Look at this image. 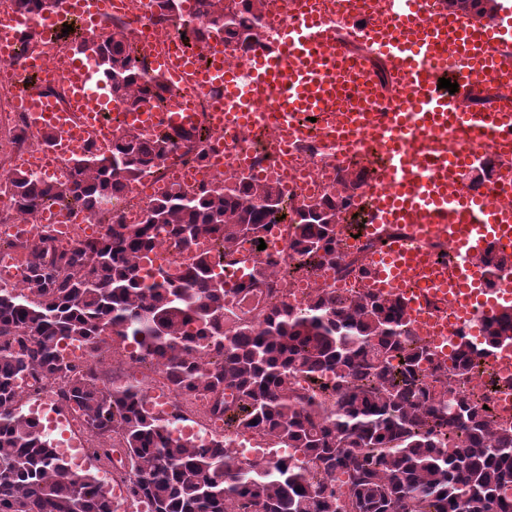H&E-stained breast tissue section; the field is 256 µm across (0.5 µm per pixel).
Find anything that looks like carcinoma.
<instances>
[{
	"mask_svg": "<svg viewBox=\"0 0 512 512\" xmlns=\"http://www.w3.org/2000/svg\"><path fill=\"white\" fill-rule=\"evenodd\" d=\"M61 0H14L32 18L55 13ZM208 18L186 41L212 33L230 57L258 44L264 0H196ZM448 10L481 20L497 0H447ZM154 13L181 19V0H153ZM129 25L111 21L103 36L80 43L112 97L136 109L165 89L133 57ZM205 130L151 140L121 130L114 150L73 156L70 177L8 176L10 207L35 217L47 203L109 212L120 192L177 144L203 159ZM367 169H340L336 189L311 205L292 206L282 189L242 177L199 194L175 190L155 199L139 224H110L105 233L57 253L48 238L16 243L24 290L0 288V512H116L93 473H74L23 412L15 381L59 380L64 406L79 413L97 443L92 457L112 462L118 440L132 501L150 512H512V423L488 408L489 395L461 386L503 344H512V310L483 322L482 341L464 336L451 365L434 361L398 299L371 291L340 296L324 290L305 307L271 304L247 316L239 302L258 281L224 287L212 256L201 254L176 279L145 287L132 259L151 252L158 232L182 248L200 238L219 257L268 224L292 225L288 259L296 266L339 265L336 228L354 225L347 200ZM492 283L508 263L492 251L478 258ZM118 336L136 344L179 394L212 399L210 413L236 434L259 432L295 453L287 460H241L232 437L194 445L168 435L169 423L143 406L138 385L99 387L102 344ZM85 346L89 364L73 373L62 341ZM429 368L422 369L423 363ZM231 392V400L224 399Z\"/></svg>",
	"mask_w": 512,
	"mask_h": 512,
	"instance_id": "cac0c4a2",
	"label": "carcinoma"
}]
</instances>
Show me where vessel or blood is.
Returning a JSON list of instances; mask_svg holds the SVG:
<instances>
[{"instance_id": "b4317fda", "label": "vessel or blood", "mask_w": 512, "mask_h": 512, "mask_svg": "<svg viewBox=\"0 0 512 512\" xmlns=\"http://www.w3.org/2000/svg\"><path fill=\"white\" fill-rule=\"evenodd\" d=\"M68 4L71 15L93 31L111 8L109 0ZM336 9L348 26L362 31L369 56L348 57L313 0H290L287 11H272L278 38L247 58L246 84L225 67L219 35L202 45L208 58L204 67L196 54L169 53L157 42L142 44L141 50L166 85L186 78L217 89L209 114L216 128L271 122L285 144L301 136L291 119L301 112L315 116L322 130L347 149H356L364 138L376 144L380 166L359 192L374 217L365 230L401 224L409 236L391 240L369 260L368 288L400 299L417 323L427 320V301H451L450 318L430 322L439 335L452 325L497 313L512 303V279L487 288L476 258L491 244L512 256V210L468 188L464 175L472 161L452 141L460 134L476 144L511 135L512 113L461 108L454 95L439 91L434 75L437 69L449 70L454 83L474 94L490 86L512 89V9L484 21L450 15L446 0H336ZM24 36L36 50L55 43L57 31L12 14L0 23L1 62ZM372 56L391 76L405 79L408 94L399 105L389 106L379 92L368 62ZM56 71L71 86L69 106L63 111L50 97L22 92L19 103L32 115V133L55 129L58 157L88 139L103 146L112 136L105 118L108 97L89 89L85 63L72 53H63ZM123 118L132 128L162 121L167 129L188 132L200 120L187 99L172 112L143 108Z\"/></svg>"}]
</instances>
